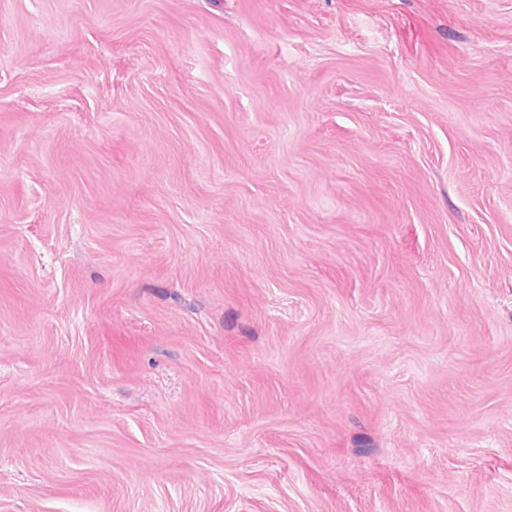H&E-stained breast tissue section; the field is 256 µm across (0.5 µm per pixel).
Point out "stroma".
Instances as JSON below:
<instances>
[{
  "label": "stroma",
  "mask_w": 512,
  "mask_h": 512,
  "mask_svg": "<svg viewBox=\"0 0 512 512\" xmlns=\"http://www.w3.org/2000/svg\"><path fill=\"white\" fill-rule=\"evenodd\" d=\"M0 512H512V0H0Z\"/></svg>",
  "instance_id": "35a3bbf8"
}]
</instances>
